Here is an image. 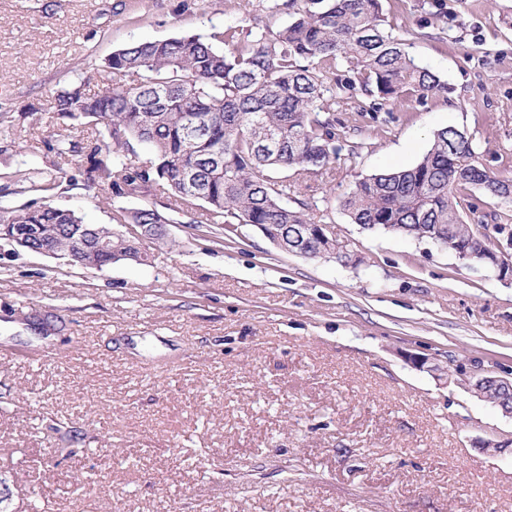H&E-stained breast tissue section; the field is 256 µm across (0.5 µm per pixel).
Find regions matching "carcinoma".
<instances>
[{"instance_id":"carcinoma-1","label":"carcinoma","mask_w":512,"mask_h":512,"mask_svg":"<svg viewBox=\"0 0 512 512\" xmlns=\"http://www.w3.org/2000/svg\"><path fill=\"white\" fill-rule=\"evenodd\" d=\"M428 14L448 27L445 0H423ZM271 16L288 15L278 30L251 20L207 37L181 36L129 44L105 61L106 82L90 95L79 89L55 94V112L92 132L81 141L60 139L61 157H86L84 187L134 195L147 184L193 211L206 224H258L280 241L282 251L325 258L356 268L362 259L333 238L310 231L317 201L288 183L292 171L309 180L333 170L342 138L336 103L350 99L355 138L360 121L401 96L419 102L448 93V83L421 65L407 40L395 35L381 0H267ZM150 159L133 160L132 143ZM77 184L60 166L34 167L13 195L38 200L0 204V228L25 236L38 249L78 265L101 269L115 257L143 260L135 236L92 226L68 208L56 189ZM478 186L493 199L512 198V179L487 168L472 140L448 126L411 166L385 170L355 182L342 206L350 221L371 233L428 241L471 264L493 250L488 226L478 230L457 209L456 196ZM119 224L145 228L163 242L156 209L118 211ZM483 395L495 407L512 406V390L489 379Z\"/></svg>"}]
</instances>
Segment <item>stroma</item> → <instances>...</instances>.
<instances>
[{"mask_svg": "<svg viewBox=\"0 0 512 512\" xmlns=\"http://www.w3.org/2000/svg\"><path fill=\"white\" fill-rule=\"evenodd\" d=\"M264 0H0V188L59 163L57 90L94 93L130 43L209 34ZM382 0L447 95L403 96L365 120L364 148L312 183L316 220L357 268L281 252L256 227L217 234L154 188L78 186L90 224L154 208L169 244L101 268L0 241V458L7 512H512V418L465 374L512 376V283L445 248L350 223L359 179L412 165L435 130L470 137L512 177V0ZM58 316V330L33 323ZM413 352L451 381L407 365Z\"/></svg>", "mask_w": 512, "mask_h": 512, "instance_id": "obj_1", "label": "stroma"}]
</instances>
